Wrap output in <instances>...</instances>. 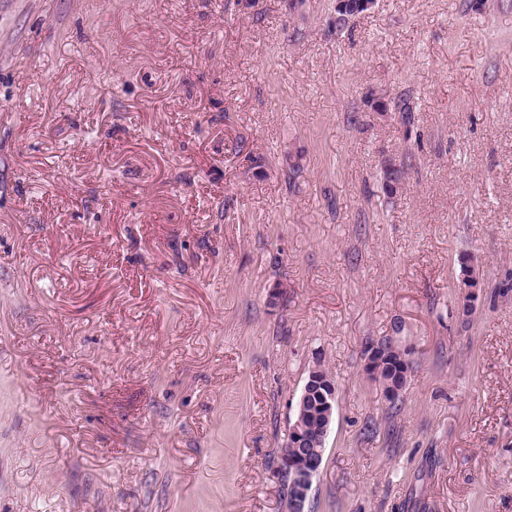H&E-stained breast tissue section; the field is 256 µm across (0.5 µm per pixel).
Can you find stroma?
<instances>
[{"label":"stroma","instance_id":"1","mask_svg":"<svg viewBox=\"0 0 512 512\" xmlns=\"http://www.w3.org/2000/svg\"><path fill=\"white\" fill-rule=\"evenodd\" d=\"M335 4L0 0V512H288L319 364L308 512H512V0ZM379 344L384 346L389 354V360L384 361L385 366L382 367L379 378L380 382L386 383L393 379L395 375H397V372L400 371L398 366L400 363L399 357L404 352L405 347L399 345L398 342L391 337L382 339L379 341ZM379 344H371L368 348L366 368L369 371H372L375 365L377 363H381L382 360L386 357V353ZM323 382L324 380L321 379L319 370L314 367L308 375L307 381L297 402L296 419L289 432V437L293 441V446L291 440L288 439L284 448L280 449V466L278 474L281 476L284 482L287 483L288 509H290L291 505L290 497L292 496V477L287 471L290 470L294 473V512L308 511L306 510V507L309 498V492L312 487L313 479L320 472L324 457V447L317 448L323 452L322 456L320 452L316 451L315 449L312 451H301V448H315L318 446L316 441H312L310 439L309 433L314 437L316 435L322 434L321 423L317 420L310 419L315 413L314 408L317 410L318 416L322 419L324 427V435L322 439H324L327 435V432L333 421V415L335 411V385L331 384V393L326 396L320 390ZM314 395L318 396L320 403L315 402L314 406L310 408V399ZM306 422H308V426ZM309 445H312V447H309ZM298 448L300 449L298 455L295 458H290L297 454ZM285 457H287V459L285 460V463H283V468L287 471L283 470L281 467L282 460Z\"/></svg>","mask_w":512,"mask_h":512}]
</instances>
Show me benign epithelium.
I'll list each match as a JSON object with an SVG mask.
<instances>
[{
  "mask_svg": "<svg viewBox=\"0 0 512 512\" xmlns=\"http://www.w3.org/2000/svg\"><path fill=\"white\" fill-rule=\"evenodd\" d=\"M375 6V0H336V13L344 15L350 11L366 13ZM410 356L403 359V367L397 383L381 386L383 396L389 403L399 398L405 387L409 369ZM323 379L319 370L310 371L302 393L297 402L296 419L290 429L289 437L293 447L300 449L294 458L285 460L283 468L294 473L293 492L294 512H307V502L313 479L320 472L322 456L315 450L317 442L310 439L307 422L313 414L322 419L324 430H329L335 411V393L324 395L321 391Z\"/></svg>",
  "mask_w": 512,
  "mask_h": 512,
  "instance_id": "benign-epithelium-1",
  "label": "benign epithelium"
}]
</instances>
